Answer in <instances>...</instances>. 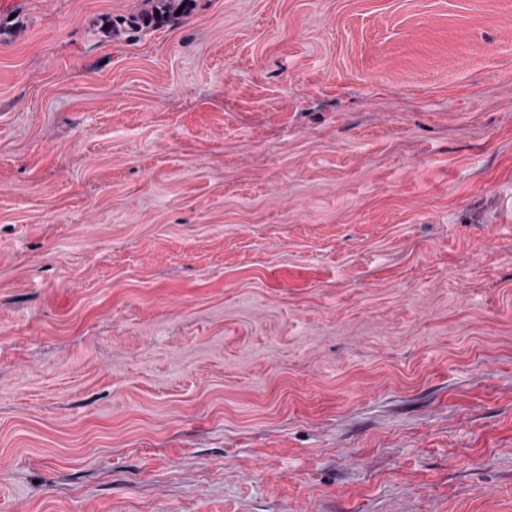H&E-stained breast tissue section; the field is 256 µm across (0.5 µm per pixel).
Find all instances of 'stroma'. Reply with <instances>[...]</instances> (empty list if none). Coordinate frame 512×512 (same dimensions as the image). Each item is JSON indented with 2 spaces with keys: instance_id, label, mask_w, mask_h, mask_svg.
Returning a JSON list of instances; mask_svg holds the SVG:
<instances>
[{
  "instance_id": "stroma-1",
  "label": "stroma",
  "mask_w": 512,
  "mask_h": 512,
  "mask_svg": "<svg viewBox=\"0 0 512 512\" xmlns=\"http://www.w3.org/2000/svg\"><path fill=\"white\" fill-rule=\"evenodd\" d=\"M0 0V512H512V0ZM146 7L129 18L112 20V34L125 36L135 41L147 29L179 23L194 9L196 0H147ZM184 5L181 14H176Z\"/></svg>"
}]
</instances>
